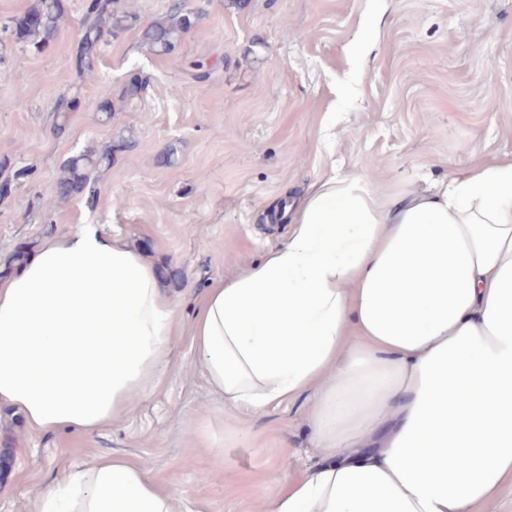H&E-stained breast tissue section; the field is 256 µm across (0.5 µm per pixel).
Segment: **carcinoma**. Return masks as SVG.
Here are the masks:
<instances>
[{"label":"carcinoma","mask_w":512,"mask_h":512,"mask_svg":"<svg viewBox=\"0 0 512 512\" xmlns=\"http://www.w3.org/2000/svg\"><path fill=\"white\" fill-rule=\"evenodd\" d=\"M64 16L63 0H35L22 16L10 20L8 26L13 44L21 52H42L56 35ZM138 16L122 4V0H83L81 36L75 64L79 71H97L105 45L117 34L134 27ZM195 16L182 4L141 29V44L156 55L176 50L184 35L194 25ZM76 99L62 96L56 104L58 133L67 126L69 113L75 111ZM131 141L118 137L102 150L89 148L67 158L58 180V195L69 198L82 194L94 180L99 169L112 165L114 155L130 147Z\"/></svg>","instance_id":"1"}]
</instances>
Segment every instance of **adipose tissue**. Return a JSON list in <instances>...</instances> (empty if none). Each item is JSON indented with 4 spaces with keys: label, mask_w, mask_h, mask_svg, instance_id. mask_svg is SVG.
I'll return each mask as SVG.
<instances>
[{
    "label": "adipose tissue",
    "mask_w": 512,
    "mask_h": 512,
    "mask_svg": "<svg viewBox=\"0 0 512 512\" xmlns=\"http://www.w3.org/2000/svg\"><path fill=\"white\" fill-rule=\"evenodd\" d=\"M177 305L99 225L46 235L0 277V407L90 434L157 390ZM191 344L224 405L309 393L318 458L275 512H471L512 478V160L380 194L311 186L285 243L208 288ZM140 463L66 465L27 512H183Z\"/></svg>",
    "instance_id": "adipose-tissue-1"
}]
</instances>
